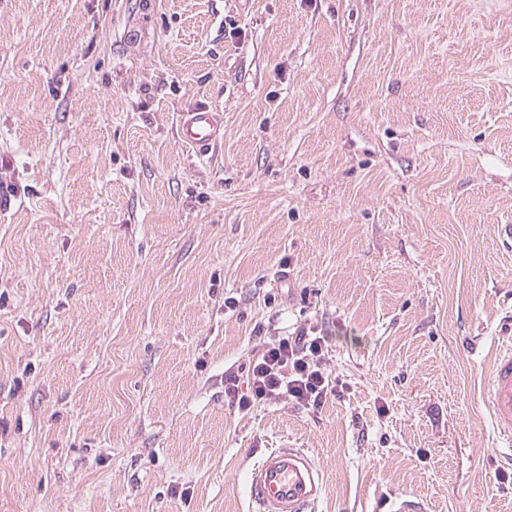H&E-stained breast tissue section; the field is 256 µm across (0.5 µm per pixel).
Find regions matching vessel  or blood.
<instances>
[{
    "label": "vessel or blood",
    "mask_w": 512,
    "mask_h": 512,
    "mask_svg": "<svg viewBox=\"0 0 512 512\" xmlns=\"http://www.w3.org/2000/svg\"><path fill=\"white\" fill-rule=\"evenodd\" d=\"M178 137L198 153H206L222 137L219 113L204 107L184 113ZM506 331L509 339L496 352L482 397L491 410L498 438L511 446L512 320ZM248 481L256 512H314L326 492L324 475L306 448L267 449L251 466ZM380 512H425V507L417 498L393 494L383 500Z\"/></svg>",
    "instance_id": "obj_1"
}]
</instances>
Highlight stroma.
Listing matches in <instances>:
<instances>
[{
  "mask_svg": "<svg viewBox=\"0 0 512 512\" xmlns=\"http://www.w3.org/2000/svg\"><path fill=\"white\" fill-rule=\"evenodd\" d=\"M0 183V512H254L286 447L316 512H512V0H0ZM310 325L321 406L228 405ZM222 130L218 112L205 107L195 108L183 114L178 126V137L182 143L204 154L220 141ZM512 320L508 319L503 333L507 342L501 345L491 364L482 397L491 410L498 438L512 445ZM256 512H314L326 492L308 448H268L248 472ZM378 510L381 512H425L426 508L417 498L393 494L383 500Z\"/></svg>",
  "mask_w": 512,
  "mask_h": 512,
  "instance_id": "1",
  "label": "stroma"
}]
</instances>
